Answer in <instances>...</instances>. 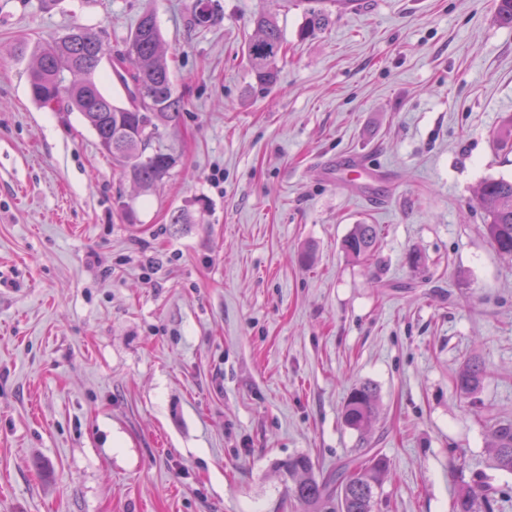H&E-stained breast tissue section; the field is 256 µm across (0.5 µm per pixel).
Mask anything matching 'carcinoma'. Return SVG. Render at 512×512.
Wrapping results in <instances>:
<instances>
[{"label":"carcinoma","mask_w":512,"mask_h":512,"mask_svg":"<svg viewBox=\"0 0 512 512\" xmlns=\"http://www.w3.org/2000/svg\"><path fill=\"white\" fill-rule=\"evenodd\" d=\"M192 23L208 27L215 22L210 0H193ZM329 12L311 8L302 34L324 28ZM256 36L246 44V57L259 88L276 81L275 60L284 38L276 20L266 14L254 17ZM107 54L99 36L89 28L74 26L51 43L28 42L18 48V56H30L32 67L29 91L42 106L64 102L79 112L97 136L101 150L122 166L130 180L149 190L178 165L179 156L162 143V130L178 126L183 101L176 95L163 39L154 14L144 13L126 39L124 51L111 59L112 70L127 93L118 103L100 89L96 75ZM477 202L485 211L487 235L502 255L512 256V180L486 179L479 188ZM378 245L374 224H356L341 240L340 248L349 258L369 259ZM484 370L477 359L468 361L457 373V387L465 395L482 384ZM377 414L376 387L361 383L353 387L342 409L344 424L362 432ZM492 467L512 474V422L494 426ZM291 482L295 499L308 512H373L375 488L381 485L388 464L378 452L365 448L326 476L315 474L306 454H296L279 464ZM494 489L480 480L456 495L453 512H482Z\"/></svg>","instance_id":"carcinoma-1"}]
</instances>
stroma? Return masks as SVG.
<instances>
[{"label":"stroma","instance_id":"35a3bbf8","mask_svg":"<svg viewBox=\"0 0 512 512\" xmlns=\"http://www.w3.org/2000/svg\"><path fill=\"white\" fill-rule=\"evenodd\" d=\"M496 3L363 0L305 36V0H211L206 28L192 0H0V512H305L280 462L325 474L362 443L389 463L374 512H452L480 476L512 512L488 466L512 420V258L475 201L512 178ZM147 12L185 107L180 161L143 192L79 113L33 103L13 48L80 25L115 54ZM261 12L285 40L266 90L244 54ZM353 156L381 183L349 184ZM356 224L379 229L365 262L340 249ZM363 382L361 435L341 410ZM483 377L484 370L481 362L477 359H472L457 373V387L464 395L473 394L482 384ZM377 414V392L371 383H361L353 387L342 409L344 424L363 432L375 420Z\"/></svg>","mask_w":512,"mask_h":512}]
</instances>
